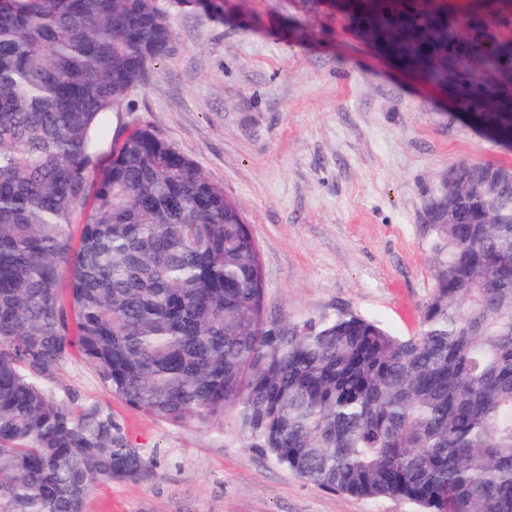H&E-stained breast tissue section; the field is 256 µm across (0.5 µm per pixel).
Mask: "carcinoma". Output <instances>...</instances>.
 <instances>
[{"mask_svg": "<svg viewBox=\"0 0 512 512\" xmlns=\"http://www.w3.org/2000/svg\"><path fill=\"white\" fill-rule=\"evenodd\" d=\"M336 13L512 144V0ZM173 43L160 0H0V512H82L98 480L150 476L111 410L60 394L72 347L129 405L233 414L249 446L327 491L512 512V180L453 165L418 333L273 319L240 204L148 128L108 141Z\"/></svg>", "mask_w": 512, "mask_h": 512, "instance_id": "obj_1", "label": "carcinoma"}]
</instances>
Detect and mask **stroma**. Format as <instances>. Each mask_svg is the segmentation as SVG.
Returning <instances> with one entry per match:
<instances>
[{"label": "stroma", "mask_w": 512, "mask_h": 512, "mask_svg": "<svg viewBox=\"0 0 512 512\" xmlns=\"http://www.w3.org/2000/svg\"><path fill=\"white\" fill-rule=\"evenodd\" d=\"M173 52L112 115L146 127L238 201L261 251L269 317L354 313L418 332L434 286L427 207L462 160L512 151L376 55L327 0L173 8ZM60 389L111 409L153 458L143 482H101L83 512H418L328 492L248 447L235 416L174 424L127 405L71 354Z\"/></svg>", "instance_id": "stroma-1"}]
</instances>
